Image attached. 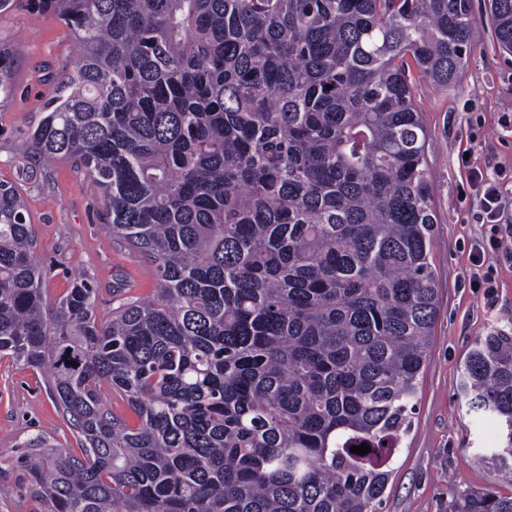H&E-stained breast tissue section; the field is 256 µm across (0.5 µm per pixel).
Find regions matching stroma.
<instances>
[{"label":"stroma","instance_id":"1","mask_svg":"<svg viewBox=\"0 0 512 512\" xmlns=\"http://www.w3.org/2000/svg\"><path fill=\"white\" fill-rule=\"evenodd\" d=\"M473 4L477 36L457 83L439 90L412 79L432 134L428 162L439 217L433 258L441 290L413 425L395 458L381 512H450L460 492L492 483L512 490V479L474 458L475 448L494 447L497 427L469 414L458 390L475 338L512 324V260L488 252L491 287L469 281L471 247L491 234L478 217L471 172L497 175L503 195L512 199V55L495 46L483 0ZM0 46L13 53V91L0 100V182L16 187L28 207L35 250L47 269V300L63 296L74 279H88L97 290V318L107 321L113 309L151 293L154 268L107 231L103 202L79 167L34 159L22 147L32 118L74 72L79 45L34 0H11L0 9ZM41 444L80 453L42 371L0 357V512H46L17 466Z\"/></svg>","mask_w":512,"mask_h":512}]
</instances>
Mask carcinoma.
I'll list each match as a JSON object with an SVG mask.
<instances>
[{"label": "carcinoma", "mask_w": 512, "mask_h": 512, "mask_svg": "<svg viewBox=\"0 0 512 512\" xmlns=\"http://www.w3.org/2000/svg\"><path fill=\"white\" fill-rule=\"evenodd\" d=\"M40 2L80 55L25 151L83 169L156 282L103 323L78 279L46 315L0 184V355L47 372L81 446L24 456L25 485L48 512H378L438 311L409 72L456 84L472 0ZM487 15L512 54V0ZM11 74L0 47V94ZM460 394L512 473V327L475 339ZM451 512H512V492Z\"/></svg>", "instance_id": "carcinoma-1"}]
</instances>
